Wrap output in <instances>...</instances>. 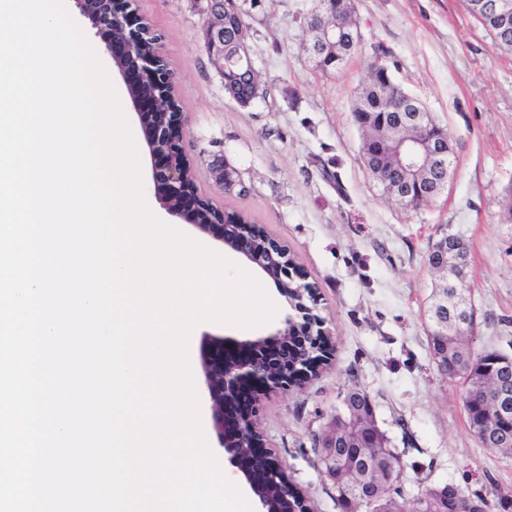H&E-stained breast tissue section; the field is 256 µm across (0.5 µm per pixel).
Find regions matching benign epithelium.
Returning <instances> with one entry per match:
<instances>
[{
	"mask_svg": "<svg viewBox=\"0 0 512 512\" xmlns=\"http://www.w3.org/2000/svg\"><path fill=\"white\" fill-rule=\"evenodd\" d=\"M76 8L98 33L106 34V49L112 55L113 65L126 79L127 93L139 118L140 128L149 154L154 158V182L161 187L160 201L172 215L186 224L203 231L218 230L224 245L238 253L248 263L260 269L267 277L283 284L294 279L296 272L287 250L271 237H265L264 246L255 247L260 227L243 222H224L214 219L207 211L215 209L211 199L198 193L193 161L182 151L179 140L185 113L177 104L176 83L164 46L154 39L146 18L135 13L132 0H73ZM478 11H491L507 20L512 17V0H474ZM207 15L204 44L212 66L224 74L231 63L241 64L256 75L251 49L243 37L231 44L232 51L224 52V0H205ZM347 31H336V26L325 21L308 46L311 58ZM150 41V51L133 64L127 63L133 46ZM399 111L405 116L395 121V133H412L402 138L397 146V161L392 169L412 173L420 165H441L449 159L448 134L432 135L424 124L419 100L405 96ZM390 200L409 209L418 192L415 184L404 178L395 181V189L387 192ZM428 263L443 274L451 267L461 266L459 247H448V236H442L432 247ZM242 354L231 357L225 353L228 340L214 337L203 356L202 369L212 401L214 427L221 447L234 462L248 461L241 469L257 496L260 512H284L290 498L280 493L275 502L268 498L269 486L256 480L258 466H263L266 477L275 482L288 483L274 453L266 443L260 424L263 399L273 393H286L304 380L316 379L320 369L329 360L328 333L324 321L308 318V336L302 346L288 342V324L276 332L234 342ZM367 410L355 412L356 418L345 427L332 430L318 438L321 448L377 447L374 435L364 432L361 419Z\"/></svg>",
	"mask_w": 512,
	"mask_h": 512,
	"instance_id": "1",
	"label": "benign epithelium"
}]
</instances>
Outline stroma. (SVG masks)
I'll return each mask as SVG.
<instances>
[{
    "instance_id": "obj_1",
    "label": "stroma",
    "mask_w": 512,
    "mask_h": 512,
    "mask_svg": "<svg viewBox=\"0 0 512 512\" xmlns=\"http://www.w3.org/2000/svg\"><path fill=\"white\" fill-rule=\"evenodd\" d=\"M317 0H261L247 20L265 99L239 107L211 66L201 30L203 0H135L162 36L186 123L181 145L199 191L225 213L247 217L288 250L318 289L333 360L320 378L269 396L260 413L269 446L314 512H342L314 439L334 425L347 389L370 397L375 420L402 460L392 494L404 512L430 487L451 483L482 495L488 512H512V454L484 447L469 427L461 378L445 375L429 347L436 283L427 253L443 235L469 246L467 282L477 309L475 349L512 355V51L470 15L466 0H355L362 40L343 70L316 72L303 17ZM453 144L447 189L406 210L385 198L360 157L355 92L378 50ZM223 180H216V172ZM279 308L255 329L206 323L189 356L203 378L209 338L246 339L280 328ZM204 432L226 476L257 499L213 427L199 393Z\"/></svg>"
}]
</instances>
